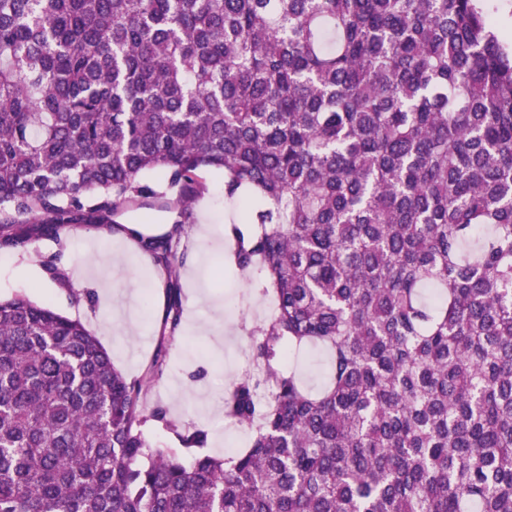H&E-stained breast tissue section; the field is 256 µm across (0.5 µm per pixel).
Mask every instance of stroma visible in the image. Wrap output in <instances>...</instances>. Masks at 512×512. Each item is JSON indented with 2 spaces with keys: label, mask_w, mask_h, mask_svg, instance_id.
<instances>
[{
  "label": "stroma",
  "mask_w": 512,
  "mask_h": 512,
  "mask_svg": "<svg viewBox=\"0 0 512 512\" xmlns=\"http://www.w3.org/2000/svg\"><path fill=\"white\" fill-rule=\"evenodd\" d=\"M208 189L190 211L181 268L184 292L182 324L167 343V366L155 385L153 404L162 405L170 420L207 431L208 453L227 454L247 447L249 432L224 416V392L248 363L247 338L239 329L238 310L247 306L250 319L268 315L270 300H258L231 269V243L224 235L230 209L224 203V174L206 175ZM175 197L149 199L123 209L120 224H138L160 234L177 220ZM117 243L112 230L75 226L60 239L36 241L31 253H0V300L18 295L46 304L80 320L100 340L124 374L144 375L156 352L165 314V275L142 252L125 269L114 268ZM58 257L68 269L61 288L41 267Z\"/></svg>",
  "instance_id": "stroma-1"
}]
</instances>
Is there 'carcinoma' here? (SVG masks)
<instances>
[{
  "label": "carcinoma",
  "instance_id": "1",
  "mask_svg": "<svg viewBox=\"0 0 512 512\" xmlns=\"http://www.w3.org/2000/svg\"><path fill=\"white\" fill-rule=\"evenodd\" d=\"M210 170L273 302L224 395L249 448L184 429L187 466L144 433L178 220L136 236L167 273L140 378L0 301V512H512V47L482 0H0V250ZM308 345L316 393L288 365ZM301 362L296 366L304 385L313 390L320 389L326 378L325 355L316 348L307 347L299 353Z\"/></svg>",
  "mask_w": 512,
  "mask_h": 512
}]
</instances>
